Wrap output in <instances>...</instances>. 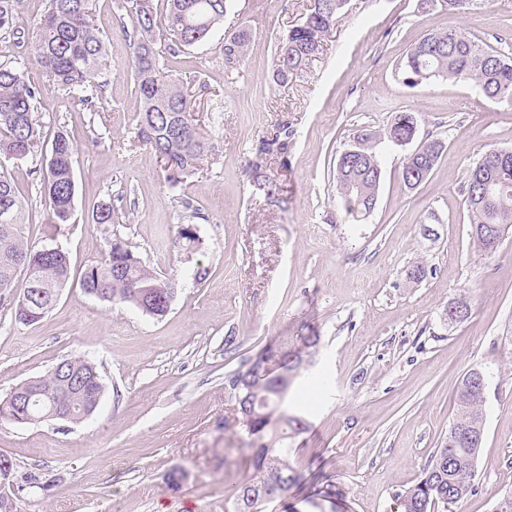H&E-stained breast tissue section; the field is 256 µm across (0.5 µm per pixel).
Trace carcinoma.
I'll return each mask as SVG.
<instances>
[{"label":"carcinoma","mask_w":512,"mask_h":512,"mask_svg":"<svg viewBox=\"0 0 512 512\" xmlns=\"http://www.w3.org/2000/svg\"><path fill=\"white\" fill-rule=\"evenodd\" d=\"M94 0H49L39 22L34 41L38 66L49 81L74 98L91 102L95 79L106 55L105 40L96 28ZM232 0H130L135 36L129 41L142 104L136 123L138 142L160 159L165 181L177 187L194 175L200 162L215 151V144L198 131L195 109L184 86L160 62L157 41H167L176 54L205 41L224 22ZM19 0H0V37H15V15ZM340 0H313L304 21L279 39L273 65V81L301 73L323 50L325 35L337 22ZM249 42L248 29L238 30L224 41V68L239 66ZM401 82L414 88L434 81L467 82L497 102L512 105V54L483 45L469 35L448 29H433L413 43L397 64ZM35 91L21 68L0 61V155L26 158L41 147V132L34 119ZM418 121L410 112L394 116L383 131L364 128L350 147L359 154L336 161L338 206L344 219L353 224L366 220L378 200L382 169L376 147L383 142L396 146L410 144L416 137ZM445 143L427 140L406 154L401 179L408 189L418 187L437 165ZM44 189L49 209L58 224L70 222L74 207V148L60 132L45 159ZM8 211L0 213V282L18 267L29 278L10 287L31 294L26 308L13 304L18 322L41 321L53 304L40 297L68 284L70 265L66 254L54 248H35L24 240L22 226L25 204L11 175L0 172V203ZM466 209L471 237L483 252L493 253L512 229V161L502 160L496 150H488L468 175ZM83 291L102 288L112 304L138 306L132 287L144 292L149 314L162 317L168 310L171 286L142 265L127 245L112 241L107 255L86 269L80 278ZM320 336L310 327L296 336H284L260 351L249 366L230 378L237 406V424L252 439L249 464L252 474L224 499V512H265L268 504L288 495L301 474L292 464L294 449L288 441L306 429L303 416L289 411L288 401L295 380L309 362ZM89 361L68 358L48 374L39 377L42 393L29 404V414L37 417L50 401L56 378L63 373H82ZM482 373L474 368L460 381L457 414L412 487L396 494L400 512H434L438 504L445 512L474 491L480 444H452L453 432L462 428H485V393L471 384Z\"/></svg>","instance_id":"1"}]
</instances>
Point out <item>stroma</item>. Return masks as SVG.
I'll return each instance as SVG.
<instances>
[{
  "mask_svg": "<svg viewBox=\"0 0 512 512\" xmlns=\"http://www.w3.org/2000/svg\"><path fill=\"white\" fill-rule=\"evenodd\" d=\"M310 2L233 0L209 39L170 59L202 133L217 144L173 189L134 137L140 101L126 0H96L108 54L88 104L54 86L35 62L33 35L48 0H21L22 36L0 38V59L23 64L45 143L61 132L74 146L73 219L53 223L41 156L0 157V168L26 203L25 238L62 249L72 278L38 323L17 322L0 304V399L75 357L96 364L103 392L79 423L0 419V454L18 465L9 493L19 512H223L225 497L250 474L229 377L304 324L321 336L290 393L308 423L292 442L305 481L266 512H317L305 498L326 484L349 512H398L397 493L417 482L447 435L456 387L474 368L487 376L485 437L475 490L453 512H492L512 494V233L494 254L481 253L465 206L475 162L488 149L512 148V106L467 82L408 88L396 75L399 58L432 28L512 47V0H477L463 13L436 0H347L322 52L277 86V41ZM244 26L246 54L225 70L224 41ZM401 111L416 115L419 140L442 139L441 159L410 190L400 176L407 147L381 144L376 208L363 223H344L338 155L362 127L384 129ZM283 128L285 149L262 152ZM259 176L279 184L276 202L253 193ZM102 203L114 206L119 223H93ZM190 222L201 249L178 236ZM116 238L171 280L165 317L80 288V273ZM417 262L427 275L415 283L406 272ZM459 298L470 316L448 325L442 313ZM174 468L188 474L177 490L167 483ZM32 475L38 485L29 484Z\"/></svg>",
  "mask_w": 512,
  "mask_h": 512,
  "instance_id": "35a3bbf8",
  "label": "stroma"
}]
</instances>
